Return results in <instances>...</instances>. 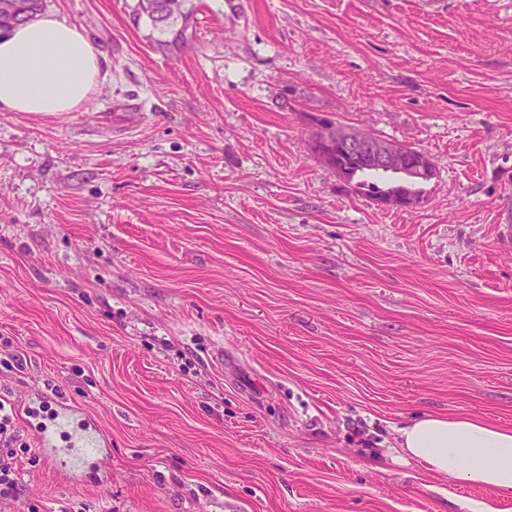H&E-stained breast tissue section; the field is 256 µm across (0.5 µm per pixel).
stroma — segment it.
Wrapping results in <instances>:
<instances>
[{
    "mask_svg": "<svg viewBox=\"0 0 512 512\" xmlns=\"http://www.w3.org/2000/svg\"><path fill=\"white\" fill-rule=\"evenodd\" d=\"M45 0L106 79L0 112V399L78 405L107 471L65 482L15 426L40 512H512L375 459L424 414L512 427V0ZM413 146L379 206L317 119ZM223 350L225 364L213 354ZM158 2H160L157 5L158 9L149 12L144 7L143 0H140L139 14L146 15L159 34L171 37V40L159 39L160 42L176 44L183 41L186 22L190 14L186 11V3L189 0H161ZM179 20H181L180 26Z\"/></svg>",
    "mask_w": 512,
    "mask_h": 512,
    "instance_id": "stroma-1",
    "label": "stroma"
}]
</instances>
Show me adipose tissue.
<instances>
[{"label": "adipose tissue", "instance_id": "1", "mask_svg": "<svg viewBox=\"0 0 512 512\" xmlns=\"http://www.w3.org/2000/svg\"><path fill=\"white\" fill-rule=\"evenodd\" d=\"M102 81L95 47L78 27L45 14L0 35V112H71ZM391 463L512 495V428L472 415H421L397 429Z\"/></svg>", "mask_w": 512, "mask_h": 512}]
</instances>
